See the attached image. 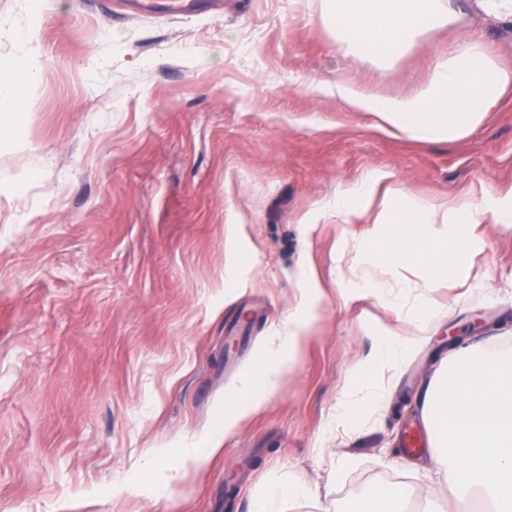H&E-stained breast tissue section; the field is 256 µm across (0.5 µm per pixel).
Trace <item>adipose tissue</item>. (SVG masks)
<instances>
[{"label": "adipose tissue", "instance_id": "1", "mask_svg": "<svg viewBox=\"0 0 512 512\" xmlns=\"http://www.w3.org/2000/svg\"><path fill=\"white\" fill-rule=\"evenodd\" d=\"M329 8L349 50L374 49L387 57L402 54L425 29L458 18L457 0H330ZM511 84L512 71L501 68L480 41L466 37L449 49L429 83L415 94L381 99L344 83L337 84L335 94L347 111L372 113L380 129L390 134L454 141L478 127ZM488 196L482 188L436 206L385 185L376 174L342 188L325 206V215L340 224L371 225L374 238L388 245L378 253L357 247L339 294L347 299L376 297L409 321L433 327L439 311L430 289L467 278L485 221L512 223V202L489 208ZM322 299L314 276H307L296 310L261 347L257 371L243 373V396L225 406L223 426L209 434L205 447L189 443L182 448L178 477L203 468L223 439L278 393L299 364ZM418 346V340L391 331L380 336L362 369L369 383L339 405L337 428L351 427L358 417L385 406L386 391L372 385V378L397 371ZM422 412L432 433L435 474L458 512H468L477 496L492 512H512V356L457 347L426 387ZM307 496L303 486L276 478L258 495L254 512H292Z\"/></svg>", "mask_w": 512, "mask_h": 512}]
</instances>
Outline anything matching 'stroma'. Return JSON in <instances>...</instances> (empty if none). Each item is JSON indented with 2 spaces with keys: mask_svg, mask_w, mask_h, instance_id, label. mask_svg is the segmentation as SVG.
<instances>
[{
  "mask_svg": "<svg viewBox=\"0 0 512 512\" xmlns=\"http://www.w3.org/2000/svg\"><path fill=\"white\" fill-rule=\"evenodd\" d=\"M455 24L399 56L347 52L325 0H218L204 15L111 0H0V69L34 64L0 122V512H253L271 476L349 512L405 484L408 512H456L425 457L403 455L449 336L512 351V229L486 225L465 285L388 385L384 414L331 420L378 332L415 324L368 297L344 302L341 233L321 218L339 187L390 174L442 205L484 186L512 200V85L464 138L392 136L326 84L408 95L438 56L480 32L512 68V25L458 0ZM317 219L304 235L302 219ZM323 313L294 374L202 470L167 481L239 397L240 370L297 305L303 266ZM161 449L156 471L145 449ZM351 466L337 472V454Z\"/></svg>",
  "mask_w": 512,
  "mask_h": 512,
  "instance_id": "obj_1",
  "label": "stroma"
}]
</instances>
